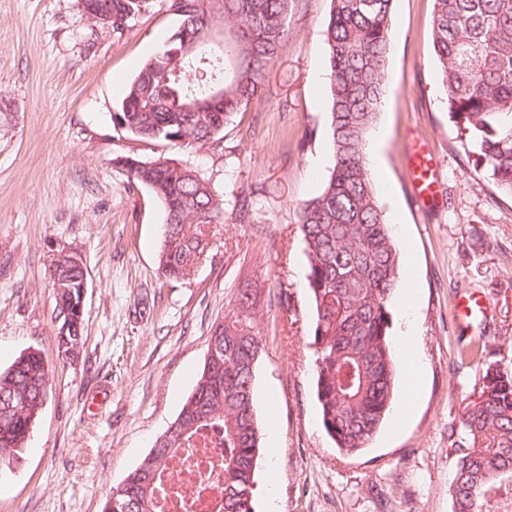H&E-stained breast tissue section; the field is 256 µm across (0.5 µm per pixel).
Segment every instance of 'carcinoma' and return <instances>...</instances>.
<instances>
[{"label":"carcinoma","mask_w":512,"mask_h":512,"mask_svg":"<svg viewBox=\"0 0 512 512\" xmlns=\"http://www.w3.org/2000/svg\"><path fill=\"white\" fill-rule=\"evenodd\" d=\"M112 5V30L146 12L150 0H96ZM395 0H330L324 31L328 139L333 167L323 190L298 207V230L308 262L314 304V388L321 423L344 455L369 446L392 411L400 363L390 333L399 293L401 261L366 153L386 92ZM291 0H168L180 25L142 65L112 113L114 127L138 141L165 142L187 151L216 140L217 131L262 95L289 37ZM224 26L193 54L183 35ZM431 37L446 92L449 120L479 179L512 195V0H433ZM221 84L215 98L211 87ZM159 156L127 168L165 208L158 254L162 278L190 276L207 257L206 226L218 221L224 200L192 166ZM70 248L64 246L60 252ZM76 259L49 272L55 317L69 311L68 336L85 344L81 291L86 265ZM259 308L239 294L215 325L211 357L182 400L163 443L106 497L102 512H155L161 474L200 432L224 433L223 496L218 512H255L253 487L263 451L256 418L255 366L262 352ZM462 354L485 367L475 401L459 426H450L455 456L452 512H494L491 497L512 502V372L486 360V348L469 343ZM52 367L37 351L0 368V470L26 448L51 392Z\"/></svg>","instance_id":"carcinoma-1"}]
</instances>
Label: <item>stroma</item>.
<instances>
[{
	"label": "stroma",
	"mask_w": 512,
	"mask_h": 512,
	"mask_svg": "<svg viewBox=\"0 0 512 512\" xmlns=\"http://www.w3.org/2000/svg\"><path fill=\"white\" fill-rule=\"evenodd\" d=\"M432 0H395L393 52L370 136L371 170L402 264L423 381L407 424L385 421L369 448L345 455L324 432L313 391L311 298L299 205L333 166L324 30L330 0H292L290 37L261 98L224 127L221 143L174 152L133 141L112 114L121 91L179 25L166 0L124 31L93 25L78 0H0V366L40 350L52 395L16 465L0 471V512H101L111 488L173 422L201 372L211 329L252 290L264 348L255 368L266 452L254 497L265 512H452L448 426L479 390L483 366L461 358L484 339L512 369V197L478 181L448 119L433 59ZM426 144L440 201L412 199L407 158ZM177 155L224 199L208 258L190 277L158 272L165 212L121 164ZM254 221H234L241 196ZM79 248L87 267L86 342L57 360L50 258ZM286 288L288 305L276 293ZM488 308L456 316L463 294Z\"/></svg>",
	"instance_id": "obj_1"
}]
</instances>
